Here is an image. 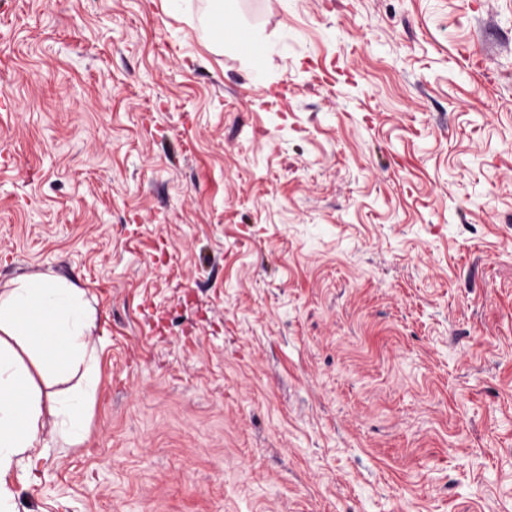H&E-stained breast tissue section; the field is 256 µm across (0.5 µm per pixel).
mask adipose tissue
Returning <instances> with one entry per match:
<instances>
[{
    "label": "adipose tissue",
    "mask_w": 512,
    "mask_h": 512,
    "mask_svg": "<svg viewBox=\"0 0 512 512\" xmlns=\"http://www.w3.org/2000/svg\"><path fill=\"white\" fill-rule=\"evenodd\" d=\"M96 327L85 290L54 274L32 272L0 292V512H16L1 481L14 464L41 457L50 438L71 446L86 439L88 391L98 369ZM48 380L67 388L44 395L40 385Z\"/></svg>",
    "instance_id": "ef3b65f1"
}]
</instances>
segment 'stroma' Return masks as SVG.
Listing matches in <instances>:
<instances>
[{"mask_svg":"<svg viewBox=\"0 0 512 512\" xmlns=\"http://www.w3.org/2000/svg\"><path fill=\"white\" fill-rule=\"evenodd\" d=\"M0 0V289L87 292L18 512H512V0Z\"/></svg>","mask_w":512,"mask_h":512,"instance_id":"35a3bbf8","label":"stroma"}]
</instances>
